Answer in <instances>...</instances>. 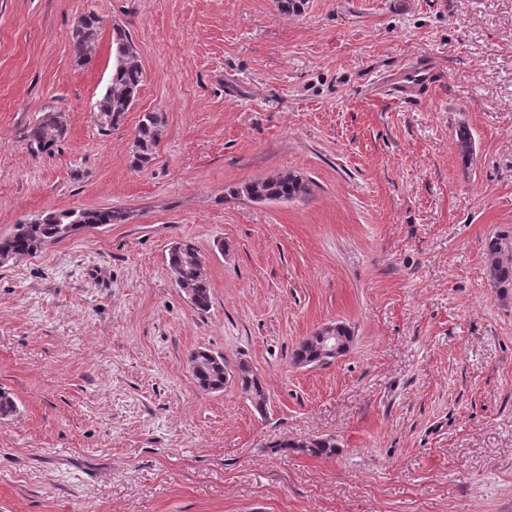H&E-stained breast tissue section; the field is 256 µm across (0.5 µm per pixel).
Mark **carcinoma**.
Wrapping results in <instances>:
<instances>
[{"label": "carcinoma", "instance_id": "carcinoma-1", "mask_svg": "<svg viewBox=\"0 0 512 512\" xmlns=\"http://www.w3.org/2000/svg\"><path fill=\"white\" fill-rule=\"evenodd\" d=\"M102 23V18L94 12L79 18L72 34L73 53L78 65L91 63ZM112 46L114 56L109 84L94 105V112L101 114L105 120L99 126L104 135L120 125L144 81L132 39L118 24L112 26ZM163 124L164 118L158 112H147L142 116L134 138L133 167L140 168L150 161L162 137ZM65 132L62 114L46 112L27 133L29 150L34 154L49 153ZM455 143L461 159L468 160L472 155L473 144L466 127L461 126L456 130ZM240 193L254 201H290L307 194L308 188L302 178L288 172L251 182L242 187ZM75 220L81 224L101 226L120 224L125 220V214L116 210L45 214L38 222L15 225L9 236L1 237L0 257L29 254L47 242L56 241L62 238L60 228ZM486 253L490 260L491 286L504 290L512 288V230L491 236L486 242ZM168 265L177 286L192 297L191 304L199 311L208 310L211 294L199 251L190 245L176 246L170 252ZM292 359L294 364L302 366L320 363L318 339L304 338L293 351ZM295 446L289 442L277 444V447L284 449ZM297 447L301 452L314 457H330L336 453V444L330 439H312Z\"/></svg>", "mask_w": 512, "mask_h": 512}]
</instances>
